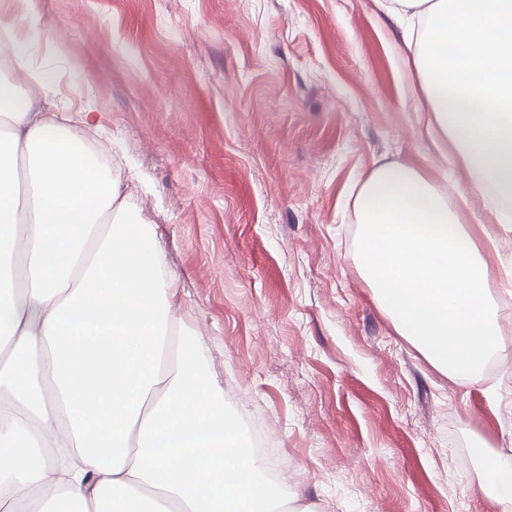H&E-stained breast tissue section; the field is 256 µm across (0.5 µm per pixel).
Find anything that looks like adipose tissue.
<instances>
[{
    "mask_svg": "<svg viewBox=\"0 0 512 512\" xmlns=\"http://www.w3.org/2000/svg\"><path fill=\"white\" fill-rule=\"evenodd\" d=\"M451 143L512 229V0H384ZM35 0H0V512H278L281 499L204 362L175 338L152 225L54 110L35 66ZM363 278L441 373L506 343L488 259L415 167L377 166L357 198Z\"/></svg>",
    "mask_w": 512,
    "mask_h": 512,
    "instance_id": "adipose-tissue-1",
    "label": "adipose tissue"
}]
</instances>
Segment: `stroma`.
I'll use <instances>...</instances> for the list:
<instances>
[{
	"instance_id": "35a3bbf8",
	"label": "stroma",
	"mask_w": 512,
	"mask_h": 512,
	"mask_svg": "<svg viewBox=\"0 0 512 512\" xmlns=\"http://www.w3.org/2000/svg\"><path fill=\"white\" fill-rule=\"evenodd\" d=\"M60 111L158 234L175 317L243 425L277 445L286 512H504L512 355L436 370L360 274L356 199L384 161L422 171L473 242L495 222L423 131L418 77L374 0H36ZM490 291L512 352V232ZM486 482L491 498L498 504H512V458L499 455L486 471Z\"/></svg>"
}]
</instances>
